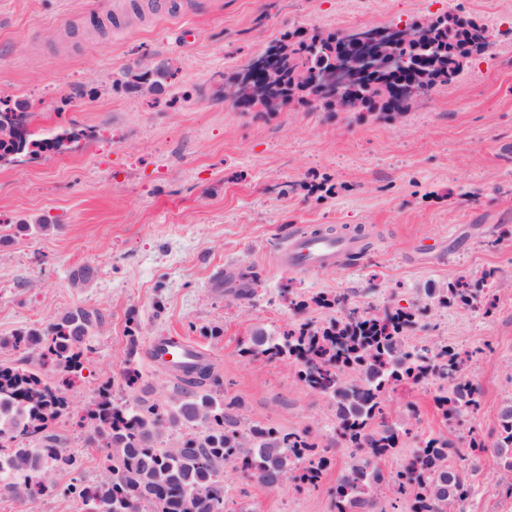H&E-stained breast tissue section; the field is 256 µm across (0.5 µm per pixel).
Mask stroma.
I'll list each match as a JSON object with an SVG mask.
<instances>
[{
  "mask_svg": "<svg viewBox=\"0 0 512 512\" xmlns=\"http://www.w3.org/2000/svg\"><path fill=\"white\" fill-rule=\"evenodd\" d=\"M200 2L116 26L117 0H0V98L24 101L35 138L71 125L94 132L0 166V225L43 227L0 242V338L69 309L104 316L92 373L70 393L75 413L52 428L59 445L80 457L78 476L100 481L104 454L85 444L76 412L105 379L130 402L169 399L177 381L148 349L181 336L206 351L242 426L307 427L333 449L315 487L268 489L225 471L224 512H335L351 451L335 444L333 401L301 386L293 364L242 358L239 345L257 328L328 320L312 297L353 284L358 304L423 309L409 342L468 353L464 375L481 391L479 412L453 425L434 401L437 378L386 394L406 435L382 472L442 437L465 458L466 512H512L496 456L468 455L471 435L494 441L512 402V0ZM449 11L484 26L489 44L398 117L298 105L261 115L224 98L225 83L285 32L342 34ZM158 68L169 75L155 91L125 81ZM325 228L362 229L369 246L333 267H288L292 239ZM83 267L94 271L86 283L73 278ZM464 277L493 295L491 313L426 294ZM292 299L306 310H290ZM130 364L140 375L132 388ZM74 476L56 473L51 496H2L0 512H78L61 493Z\"/></svg>",
  "mask_w": 512,
  "mask_h": 512,
  "instance_id": "obj_1",
  "label": "stroma"
}]
</instances>
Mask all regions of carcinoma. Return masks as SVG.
<instances>
[{
    "mask_svg": "<svg viewBox=\"0 0 512 512\" xmlns=\"http://www.w3.org/2000/svg\"><path fill=\"white\" fill-rule=\"evenodd\" d=\"M430 43L444 55L433 73L431 86L448 84L463 68L459 56L469 58L473 44L483 51L480 32L466 23L448 43L442 19L428 22ZM305 67L299 103L316 106L311 87L314 70L330 61L321 48L308 50L305 40L294 42ZM394 51L412 61L431 54L425 44L396 41ZM394 72L380 73L374 84L355 93L361 108H373L371 99ZM393 90L381 106L389 114H402L412 96L406 85L391 83ZM83 132L74 129L44 140L41 147L57 151L63 140L76 141ZM36 142L29 134L16 140L0 138V164L30 153ZM439 302L475 306L477 295L466 283L451 288H429ZM314 301L340 316L320 325L296 324L276 336L258 328L240 345L243 358L264 356L292 361L296 377L307 389L336 402V445L352 448V461L336 485V512H373L374 499L389 494L402 502V512H451L469 494L464 473L452 464L457 450L443 438L430 439L415 450L395 475L386 478L378 461L398 448L409 431L388 420L382 397L401 387L418 384L431 376L448 382L447 391L435 402L442 417L454 422L475 415L480 408L478 389L462 375L468 355L447 346L419 347L407 340L406 330L415 323L414 308H360L346 294L319 295ZM104 321L97 310L77 308L64 313L45 329L31 328L0 338L9 346L32 354L26 367L0 363V495L34 499L56 489L55 472H77L81 460L59 448L50 434L52 425L70 413L67 395L72 381L87 369L92 331ZM59 373L51 380L46 369ZM180 388L165 402L137 400L120 403L112 396V381L99 383L96 398L86 410L90 422L86 442L101 449L107 461L104 478L97 484L81 479L63 493L81 504V512H224V469L248 474L269 488L290 479L317 486L331 461L320 449L312 431L283 432L273 427L241 429L234 403L213 394L215 381L210 365L201 364L179 377ZM493 450L500 466L512 476V405L503 408L492 445L481 438L470 440V455Z\"/></svg>",
    "mask_w": 512,
    "mask_h": 512,
    "instance_id": "cac0c4a2",
    "label": "carcinoma"
}]
</instances>
